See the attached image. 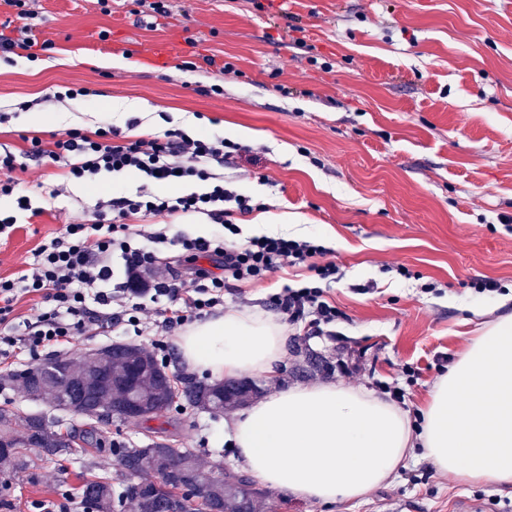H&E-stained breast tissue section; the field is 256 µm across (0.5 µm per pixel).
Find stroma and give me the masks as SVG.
I'll list each match as a JSON object with an SVG mask.
<instances>
[{
    "mask_svg": "<svg viewBox=\"0 0 512 512\" xmlns=\"http://www.w3.org/2000/svg\"><path fill=\"white\" fill-rule=\"evenodd\" d=\"M34 35L52 42L27 65L0 64V148L22 155L25 136L44 141L70 128L109 125L122 135H160L188 128L193 136L242 130L241 150L215 172L226 187L259 202L238 216L243 237L258 224H292L300 239L329 248L340 269L328 300L343 317L321 334L287 327L286 353L274 375L251 374L260 396L332 382L396 398L415 415L448 364L481 321L512 291V0H169L148 18L140 0H30ZM120 55L125 69L97 60ZM197 62L193 71L183 61ZM233 71L221 74L220 68ZM222 85V94L212 85ZM63 86L87 97L53 100ZM38 100L49 123L30 124L18 105ZM135 100L151 116L113 111ZM21 187L43 212L0 241V277L14 273L62 224L90 219L94 191L133 193V172L104 175L90 186L65 185L48 161H27ZM406 267L408 276L397 274ZM306 275L285 268L264 280L231 283L227 311L268 312V299ZM491 279L499 292H477ZM177 330L148 324L92 330L64 353L72 360L114 343L172 351L171 376L190 375L173 344ZM323 370L301 377L307 357ZM42 413L60 428L80 416L29 400L21 385L0 389V408ZM234 411L214 416L176 406L152 424L113 419V442L134 448L159 428L201 465L238 472L225 438ZM80 450L0 479V512H43L44 504L81 498ZM277 512H455L457 500L480 512H512V489L472 487L424 463L401 470L352 509L266 492Z\"/></svg>",
    "mask_w": 512,
    "mask_h": 512,
    "instance_id": "obj_1",
    "label": "stroma"
}]
</instances>
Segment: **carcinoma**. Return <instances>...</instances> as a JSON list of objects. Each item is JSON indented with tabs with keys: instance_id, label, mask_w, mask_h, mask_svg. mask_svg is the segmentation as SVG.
Instances as JSON below:
<instances>
[{
	"instance_id": "1",
	"label": "carcinoma",
	"mask_w": 512,
	"mask_h": 512,
	"mask_svg": "<svg viewBox=\"0 0 512 512\" xmlns=\"http://www.w3.org/2000/svg\"><path fill=\"white\" fill-rule=\"evenodd\" d=\"M52 362L61 367V378L38 384L37 376ZM162 368L153 355L140 348L129 346L124 354L117 355L107 346L79 363L68 357H56L19 375H1L0 388L18 380L26 395L34 394L37 401L56 410L67 411L73 407L86 422L79 433L64 434L43 414L0 408V473L32 468L27 454L30 448L36 449L45 461L68 452L77 440L87 445V453L100 451L107 423L94 416L93 402L116 406L133 399L156 409L159 415L179 400L218 415L245 404L256 393L254 387L238 390L224 381L208 383L190 377L180 378L179 385L173 388L163 378ZM76 383L86 386L91 402L62 403L70 386ZM118 464L133 482L123 484L117 492L106 476L90 475L84 488L92 512H116L125 504L133 512H263L268 508L264 494L251 493L250 484L239 477L224 482L202 468L189 448L179 450L160 445L132 448L118 458ZM185 481L200 485V499L188 501L179 497L178 487Z\"/></svg>"
}]
</instances>
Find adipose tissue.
I'll list each match as a JSON object with an SVG mask.
<instances>
[{
    "label": "adipose tissue",
    "instance_id": "1",
    "mask_svg": "<svg viewBox=\"0 0 512 512\" xmlns=\"http://www.w3.org/2000/svg\"><path fill=\"white\" fill-rule=\"evenodd\" d=\"M285 328L237 311L197 321L176 338L182 359L216 378L274 374ZM419 422L384 398L336 383L282 390L234 418L227 437L261 486L295 498L354 505L412 458L456 480L512 485V313L470 337L438 377Z\"/></svg>",
    "mask_w": 512,
    "mask_h": 512
}]
</instances>
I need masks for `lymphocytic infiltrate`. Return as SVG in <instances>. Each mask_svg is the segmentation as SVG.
<instances>
[{"label":"lymphocytic infiltrate","mask_w":512,"mask_h":512,"mask_svg":"<svg viewBox=\"0 0 512 512\" xmlns=\"http://www.w3.org/2000/svg\"><path fill=\"white\" fill-rule=\"evenodd\" d=\"M17 8L23 24L14 36L0 34V61L12 64L16 51H32L36 45L25 0H4ZM28 159L58 164L67 181L89 182L104 173L139 172L144 182L135 192H111L98 198L90 222L65 224L44 238L23 268L0 277V358L72 343L91 327L105 328L100 315L111 306L114 294L143 287V274L154 272L158 247L166 243L164 231L128 224V217L203 214L219 230L213 238L183 240L187 264L183 275L154 282L149 301L134 302L125 311L126 323L140 328L145 318L160 315L171 328L199 317L224 303V290L233 281H259L268 273L290 267H306L310 279L287 286L270 302L288 324L308 321L317 328L341 319L342 314L325 294L339 270L326 259L328 250L314 239L259 236L241 239L235 220L256 210L252 199L226 188L212 171L213 164L238 152L239 144L221 137H191L179 128L151 138L119 135L109 126L88 131L71 128L54 141L39 136L27 139ZM20 164L16 155H0V196L13 198L12 211L0 212V238L9 237L21 214L38 216L28 195L13 176ZM193 183L196 191L173 196L155 194L158 184ZM209 257L213 269L198 267L199 256ZM166 298L168 307L153 310ZM36 301L35 319L18 321L15 306L21 300Z\"/></svg>","instance_id":"f902f5d3"}]
</instances>
